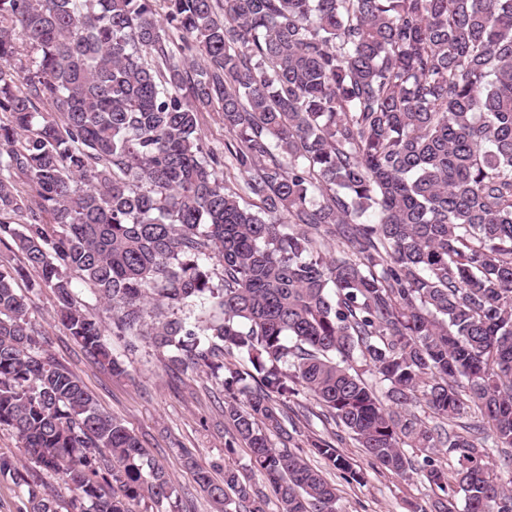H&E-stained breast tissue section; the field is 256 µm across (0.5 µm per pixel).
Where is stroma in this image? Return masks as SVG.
I'll use <instances>...</instances> for the list:
<instances>
[{"instance_id": "1", "label": "stroma", "mask_w": 512, "mask_h": 512, "mask_svg": "<svg viewBox=\"0 0 512 512\" xmlns=\"http://www.w3.org/2000/svg\"><path fill=\"white\" fill-rule=\"evenodd\" d=\"M38 282L39 276L33 271L20 286L34 293L31 319L44 331L51 352L82 379L100 409L123 419L166 468L179 491L182 512H216L184 467L181 450L190 448L198 465L207 469L226 464L249 472L248 448L240 443L234 450L225 448L232 429L224 420L222 392L209 390L204 379H177L166 370L163 354L145 343L125 354L128 376H112L94 364L55 319L54 297L50 290L39 287ZM338 448L364 472L363 483L344 479L317 455L307 454L306 459L324 469L327 478L336 484L342 512H432L436 492L426 481L381 468L352 439H343ZM249 474L253 483L263 485L262 476L255 472ZM51 483L48 475L34 468L23 484L1 474L0 512H27L29 488Z\"/></svg>"}]
</instances>
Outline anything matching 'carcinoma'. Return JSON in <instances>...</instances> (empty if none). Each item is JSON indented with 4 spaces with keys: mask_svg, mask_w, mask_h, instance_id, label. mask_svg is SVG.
Returning a JSON list of instances; mask_svg holds the SVG:
<instances>
[{
    "mask_svg": "<svg viewBox=\"0 0 512 512\" xmlns=\"http://www.w3.org/2000/svg\"><path fill=\"white\" fill-rule=\"evenodd\" d=\"M0 245L17 257L0 263V427L26 460L0 469L68 492L33 512L178 505L50 352L31 270L112 375L128 369L107 335L140 336L227 393L226 448H249L270 494L183 451L220 512H340L291 449L304 391L375 463L436 486L437 512H512L491 462L512 449V0H0ZM233 351L256 372L240 395ZM310 446L365 480L336 439Z\"/></svg>",
    "mask_w": 512,
    "mask_h": 512,
    "instance_id": "obj_1",
    "label": "carcinoma"
}]
</instances>
